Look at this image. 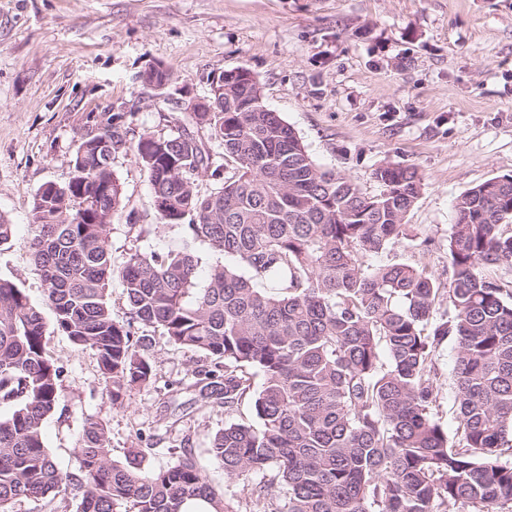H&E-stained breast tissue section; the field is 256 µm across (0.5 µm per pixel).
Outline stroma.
<instances>
[{"label": "stroma", "mask_w": 512, "mask_h": 512, "mask_svg": "<svg viewBox=\"0 0 512 512\" xmlns=\"http://www.w3.org/2000/svg\"><path fill=\"white\" fill-rule=\"evenodd\" d=\"M162 66L163 88L142 73ZM247 68L264 105L279 113L322 168L380 192L374 170L415 168L421 194L399 240L366 265L427 267L447 283L448 228L456 199L491 178L512 175V0H0V216L13 226L0 244V278L15 282L52 321L45 284L29 251L32 207L45 182L70 177L69 161L88 113H131L124 145L112 150L125 209L112 219L114 266L128 254L181 245V227L157 223L147 172L131 143L139 133L176 134L192 101L224 72ZM155 384L129 388L112 404L96 355L51 336L62 394L45 421L46 444L62 475L86 417L107 428L111 456L131 449L146 469L191 449L209 482L240 512H255L252 479L228 478L210 455L231 420L254 418L251 399L234 411L204 403L197 382L215 360L137 326ZM456 343L435 351L434 416L448 435Z\"/></svg>", "instance_id": "35a3bbf8"}]
</instances>
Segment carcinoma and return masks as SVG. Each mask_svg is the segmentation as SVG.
I'll return each instance as SVG.
<instances>
[{"instance_id":"1","label":"carcinoma","mask_w":512,"mask_h":512,"mask_svg":"<svg viewBox=\"0 0 512 512\" xmlns=\"http://www.w3.org/2000/svg\"><path fill=\"white\" fill-rule=\"evenodd\" d=\"M124 115L85 117L67 183L35 194L32 261L46 285L52 325L14 282L0 279V512L49 496L78 500L77 512H181L218 497L189 449L148 471L140 452L111 458L103 423L85 418L80 474L63 477L46 446L44 422L61 397L54 334L90 348L112 404L154 383L132 327L159 328L179 346L224 363L207 372L205 398L229 412L253 397L255 422L231 421L210 451L224 474L261 479L262 512H512V175L470 188L448 233V287L426 267L368 268L364 259L402 234L422 190L415 169L387 163L365 195L318 166L294 129L266 110L249 70L224 79L212 112H193L224 147L230 175L202 196L195 178L210 151L180 130L144 131L134 146L148 173L158 223L184 229L181 247L130 254L112 265L108 227L124 208L112 147L125 143ZM238 261L215 265L196 287L195 244ZM121 278L127 322L112 319L107 285ZM266 282L268 288L256 287ZM447 302L451 312L436 316ZM452 337L458 443L437 423L434 352ZM263 383L253 390L252 379ZM284 492L274 495L273 488Z\"/></svg>"}]
</instances>
